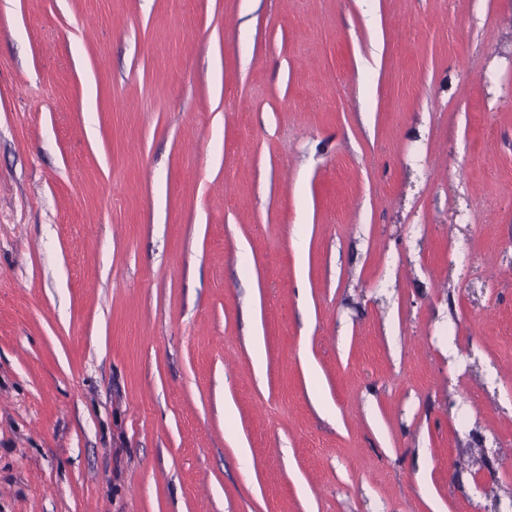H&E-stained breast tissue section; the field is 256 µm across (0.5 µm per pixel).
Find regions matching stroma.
Listing matches in <instances>:
<instances>
[{"label":"stroma","mask_w":512,"mask_h":512,"mask_svg":"<svg viewBox=\"0 0 512 512\" xmlns=\"http://www.w3.org/2000/svg\"><path fill=\"white\" fill-rule=\"evenodd\" d=\"M506 454L512 0H0V512H494Z\"/></svg>","instance_id":"stroma-1"}]
</instances>
